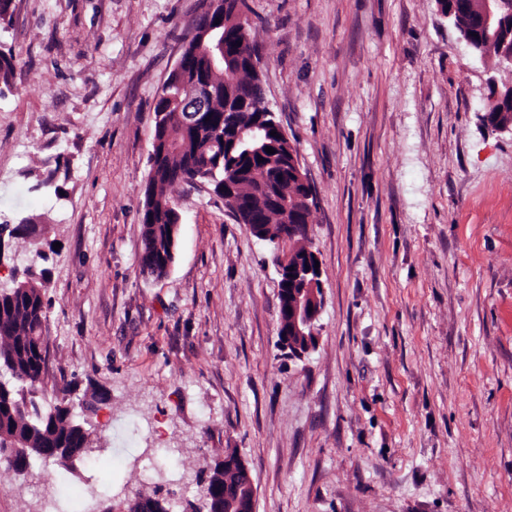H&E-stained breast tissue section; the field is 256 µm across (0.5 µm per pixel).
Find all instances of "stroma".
Segmentation results:
<instances>
[{
	"label": "stroma",
	"mask_w": 512,
	"mask_h": 512,
	"mask_svg": "<svg viewBox=\"0 0 512 512\" xmlns=\"http://www.w3.org/2000/svg\"><path fill=\"white\" fill-rule=\"evenodd\" d=\"M267 104L314 190L315 350L279 348L272 248L210 185L168 193L175 261L140 270L153 107L201 0H14L0 53V222L47 225L46 384L96 414L97 467L41 482L0 459V512H80L153 482L157 449L200 503L236 449L255 512H512V136L482 121L487 81L436 0H247ZM54 172L64 194L35 192Z\"/></svg>",
	"instance_id": "35a3bbf8"
}]
</instances>
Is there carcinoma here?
<instances>
[{
  "label": "carcinoma",
  "instance_id": "carcinoma-1",
  "mask_svg": "<svg viewBox=\"0 0 512 512\" xmlns=\"http://www.w3.org/2000/svg\"><path fill=\"white\" fill-rule=\"evenodd\" d=\"M245 0H220L216 13H204L188 39L185 64L178 72L170 73L154 107V132L159 145L149 158V189L144 194L141 214L142 271L157 278L167 275V266L174 263L177 240L169 235L177 222L176 208L168 197V187L179 183L205 181L219 197L233 195L239 201V210L233 216L240 224H259L261 230L254 237L273 244L284 212L267 214L256 208L259 198L277 197L288 207L290 222L302 225L296 241L297 255L306 247L313 203L312 189L299 183L289 164L295 148L286 140L267 136L276 144L269 154L263 140L253 138L250 130L255 115L267 114V131L275 129L274 118L259 99L246 101L243 94L250 86L261 90L258 70L259 58L253 56L248 31L241 30L238 12ZM221 20L224 25L216 26ZM224 40L225 51L231 57L228 63L211 68V57L218 56L217 44ZM496 42L473 38L471 51L478 57L499 56ZM207 80L217 86L219 95L214 104L211 123L185 128L174 120L176 110L168 95L177 85L190 86ZM484 116L490 122L512 123V102L493 96L483 106ZM0 231L12 239H22L38 257L40 238L44 228L21 220L16 224L3 222ZM13 286L0 289V459H6L15 470L25 468V461L42 460L68 471L71 464L64 460L59 449L77 455L90 465L93 430L87 414L96 413V403L104 397L94 391L79 405L67 397L47 408L34 397H26L25 389L43 384L45 360L42 357L40 337L48 321L44 301L45 279L30 267L23 272L13 271ZM174 449L164 448L154 458L153 470L159 481L148 491L138 495L156 504L157 512H171L166 499L158 498L163 484L177 473L171 462ZM243 471L224 470L220 460L210 467L207 487L218 499H226V508H233L238 494L243 492Z\"/></svg>",
  "mask_w": 512,
  "mask_h": 512
}]
</instances>
